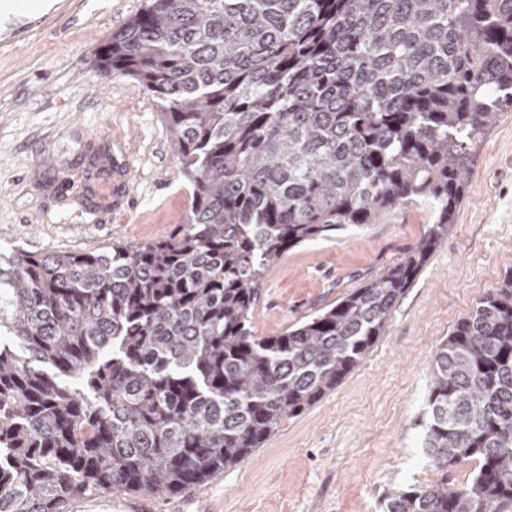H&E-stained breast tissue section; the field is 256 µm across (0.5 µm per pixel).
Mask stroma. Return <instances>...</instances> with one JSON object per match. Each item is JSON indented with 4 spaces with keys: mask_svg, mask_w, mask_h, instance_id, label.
Listing matches in <instances>:
<instances>
[{
    "mask_svg": "<svg viewBox=\"0 0 512 512\" xmlns=\"http://www.w3.org/2000/svg\"><path fill=\"white\" fill-rule=\"evenodd\" d=\"M144 0H27L0 31V252H90L151 243L185 223L191 189L158 102L136 80L101 77L98 46ZM469 185L448 237L394 305L366 357L317 403L284 419L235 466L175 494H112L72 512H383L386 494L447 477L427 465L419 422L428 363L455 324L512 273V109L473 145ZM413 203L376 223L290 248L251 317L275 336L385 273L425 234Z\"/></svg>",
    "mask_w": 512,
    "mask_h": 512,
    "instance_id": "35a3bbf8",
    "label": "stroma"
}]
</instances>
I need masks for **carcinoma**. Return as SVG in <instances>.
I'll return each mask as SVG.
<instances>
[{"instance_id": "carcinoma-1", "label": "carcinoma", "mask_w": 512, "mask_h": 512, "mask_svg": "<svg viewBox=\"0 0 512 512\" xmlns=\"http://www.w3.org/2000/svg\"><path fill=\"white\" fill-rule=\"evenodd\" d=\"M160 102L192 188L147 244L0 258V512L176 493L336 388L454 228L470 145L512 106V0H145L95 55ZM412 203L422 239L277 336L250 316L288 249ZM426 462L384 512H512V275L435 350Z\"/></svg>"}]
</instances>
